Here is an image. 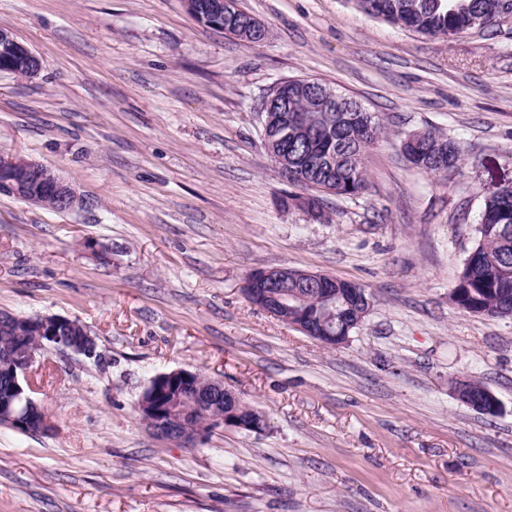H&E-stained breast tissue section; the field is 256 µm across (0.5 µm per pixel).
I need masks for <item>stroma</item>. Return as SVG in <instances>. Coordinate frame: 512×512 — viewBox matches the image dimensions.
I'll return each mask as SVG.
<instances>
[{"label":"stroma","instance_id":"stroma-1","mask_svg":"<svg viewBox=\"0 0 512 512\" xmlns=\"http://www.w3.org/2000/svg\"><path fill=\"white\" fill-rule=\"evenodd\" d=\"M245 43L182 0H0V29L42 61L0 74V156L43 163L82 206L0 195V311L85 324L98 360L48 347L35 399L53 429L0 425V512H512V318L448 299L483 201L512 184V18L430 37L354 0H238ZM316 79L376 113L368 188L324 220L283 209L258 108ZM462 151L435 177L402 144ZM355 283L366 319L327 349L249 303L251 270ZM177 368L224 381L260 432L159 440L136 402ZM479 380L493 416L453 398ZM448 384V390L456 400L467 402L485 414H496L499 411V402L490 391H485L480 395L470 391L469 379L456 377L451 379Z\"/></svg>","mask_w":512,"mask_h":512}]
</instances>
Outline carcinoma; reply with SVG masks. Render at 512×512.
<instances>
[{"label": "carcinoma", "instance_id": "obj_1", "mask_svg": "<svg viewBox=\"0 0 512 512\" xmlns=\"http://www.w3.org/2000/svg\"><path fill=\"white\" fill-rule=\"evenodd\" d=\"M366 14L428 36H448L481 28L486 19L512 16V0H355ZM313 92L305 79L292 80L288 95V116L309 115ZM317 127L302 129L288 126L279 133H288V158L305 160L310 152L322 157L318 166H308L301 180L288 181L292 187L307 192L316 201L318 220L325 218L323 198L348 197L367 187L364 153L384 133L379 116L367 111L321 112ZM421 145L414 166L432 174L458 167L461 150L451 139L435 130L419 133ZM512 268V185H505L484 200L479 222L475 227L472 252L465 260L455 287L471 293L459 304L476 314L507 317L502 310L512 303V276L502 268ZM356 284L336 282V322L356 320L364 312L360 301L348 295ZM304 307L311 317L320 315L321 291L301 289ZM36 343L35 330L24 320L10 329L0 330V346L22 349Z\"/></svg>", "mask_w": 512, "mask_h": 512}]
</instances>
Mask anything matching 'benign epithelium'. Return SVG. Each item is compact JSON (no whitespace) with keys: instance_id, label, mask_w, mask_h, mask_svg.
Instances as JSON below:
<instances>
[{"instance_id":"obj_1","label":"benign epithelium","mask_w":512,"mask_h":512,"mask_svg":"<svg viewBox=\"0 0 512 512\" xmlns=\"http://www.w3.org/2000/svg\"><path fill=\"white\" fill-rule=\"evenodd\" d=\"M204 13L201 17L219 25L224 17L234 12L233 0H208L195 5ZM10 46L17 64L25 67L21 72L26 78L36 76L41 68L40 58L12 32L0 29V43ZM279 140H272L267 151L272 161L284 174L291 165L287 149H279ZM0 194L16 197L29 204L45 207L48 202L56 204L58 210H69L81 203L73 184L60 177L51 168L23 156H0ZM314 286L324 289L326 305L336 299V279L326 278L321 273L288 267L257 268L244 279L242 292L254 306L281 322L291 324L319 344L336 348L346 344L349 332L336 334L325 328H316L303 316L295 301L300 297L298 289ZM30 322L37 327L38 345L25 353L0 352V372L5 371L12 380L8 396L0 397V421H7L13 428L27 434H45L53 424L44 406L33 397L35 386L31 369L37 354L46 346L70 354L92 357L97 343L92 332L82 323L55 315H33ZM199 373L187 369H175L156 375L146 387L138 401L143 422L156 437L180 442L185 447H195L205 439L207 428L203 424L189 425L185 422V404L209 416V424L224 428H236L256 432L262 426L254 425L242 417L239 410L240 396L221 380H211L206 389L197 387ZM449 392L460 402L479 409L485 414L499 411L497 398L489 391L476 395L470 391L469 380L456 377L449 381Z\"/></svg>"}]
</instances>
